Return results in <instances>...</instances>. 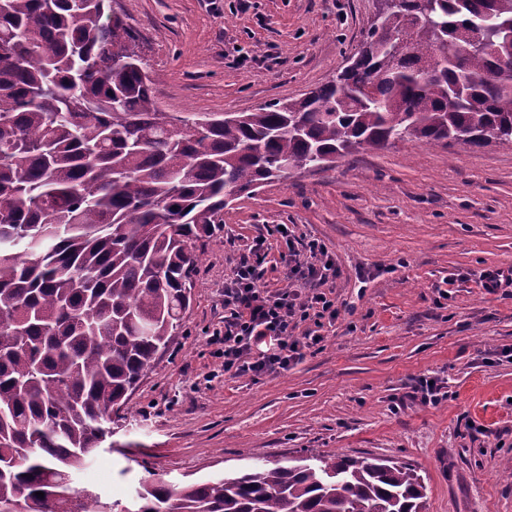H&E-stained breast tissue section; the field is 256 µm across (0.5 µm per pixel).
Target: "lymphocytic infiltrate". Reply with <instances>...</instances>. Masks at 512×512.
<instances>
[{"instance_id": "lymphocytic-infiltrate-1", "label": "lymphocytic infiltrate", "mask_w": 512, "mask_h": 512, "mask_svg": "<svg viewBox=\"0 0 512 512\" xmlns=\"http://www.w3.org/2000/svg\"><path fill=\"white\" fill-rule=\"evenodd\" d=\"M281 237L288 247L287 287L264 284L267 253L261 238L249 245L234 277L224 284V330L214 341L222 347L227 375L256 381L287 370L305 351L322 349L324 337L316 326L339 315L335 298L323 290L337 275L324 244L286 231ZM307 321L312 330L299 332Z\"/></svg>"}]
</instances>
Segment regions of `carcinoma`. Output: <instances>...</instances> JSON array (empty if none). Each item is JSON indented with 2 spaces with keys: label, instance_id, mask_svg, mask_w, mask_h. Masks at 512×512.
I'll list each match as a JSON object with an SVG mask.
<instances>
[{
  "label": "carcinoma",
  "instance_id": "obj_1",
  "mask_svg": "<svg viewBox=\"0 0 512 512\" xmlns=\"http://www.w3.org/2000/svg\"><path fill=\"white\" fill-rule=\"evenodd\" d=\"M111 0H0V503L25 512H426L384 458L311 455L55 498L181 328L228 196L394 141H512V0H404L355 66L254 112H164ZM41 491L40 498L36 492Z\"/></svg>",
  "mask_w": 512,
  "mask_h": 512
}]
</instances>
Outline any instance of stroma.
<instances>
[{
    "label": "stroma",
    "mask_w": 512,
    "mask_h": 512,
    "mask_svg": "<svg viewBox=\"0 0 512 512\" xmlns=\"http://www.w3.org/2000/svg\"><path fill=\"white\" fill-rule=\"evenodd\" d=\"M168 112H250L302 97L357 51L376 0H112ZM249 62H235L237 51ZM319 239L339 274L326 341L288 371L224 373L212 342L224 283L267 239L263 280L284 287L274 225ZM512 266V144L403 141L305 170L224 209L182 327L112 424L76 489L130 501L140 485L232 476L256 459L391 458L427 485V512H512V296L480 275ZM447 381L440 405L390 411L411 378ZM485 429L472 438L467 422Z\"/></svg>",
    "instance_id": "1"
}]
</instances>
